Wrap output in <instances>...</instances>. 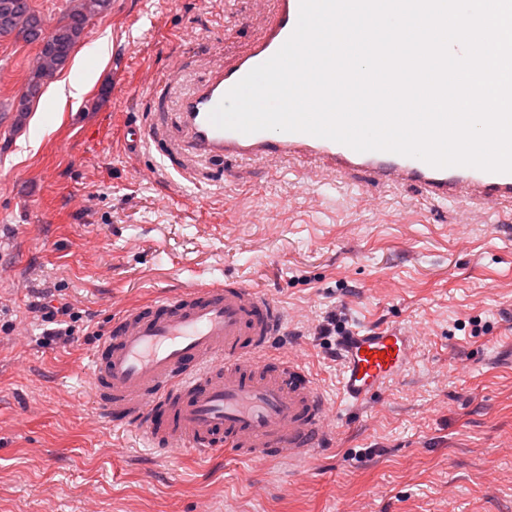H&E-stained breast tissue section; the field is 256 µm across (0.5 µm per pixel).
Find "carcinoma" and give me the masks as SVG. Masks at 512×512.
Here are the masks:
<instances>
[{"instance_id": "1", "label": "carcinoma", "mask_w": 512, "mask_h": 512, "mask_svg": "<svg viewBox=\"0 0 512 512\" xmlns=\"http://www.w3.org/2000/svg\"><path fill=\"white\" fill-rule=\"evenodd\" d=\"M73 5L53 28L36 13L30 0H0V38L16 36L38 46L29 69L25 90L9 103L13 126H25L33 104L43 94L45 81L68 64L71 54L85 37L89 21L107 13L112 0H72Z\"/></svg>"}]
</instances>
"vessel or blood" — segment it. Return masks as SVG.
Here are the masks:
<instances>
[{"label":"vessel or blood","mask_w":512,"mask_h":512,"mask_svg":"<svg viewBox=\"0 0 512 512\" xmlns=\"http://www.w3.org/2000/svg\"><path fill=\"white\" fill-rule=\"evenodd\" d=\"M299 0H274L245 51L211 68L180 104L188 155L285 165L304 161L310 184L359 175L381 187L416 185L436 204L498 209L512 204V173L436 168L383 151L358 152L306 133L243 134L216 128L210 112L251 69L292 34ZM286 312L240 280L194 282L179 292L129 304L89 357L98 411L133 428L159 452L225 447L244 460L308 465L331 437L333 409L295 356L275 351ZM417 329L401 324L348 329L336 340L342 399L358 405L398 382L414 362Z\"/></svg>","instance_id":"vessel-or-blood-1"}]
</instances>
